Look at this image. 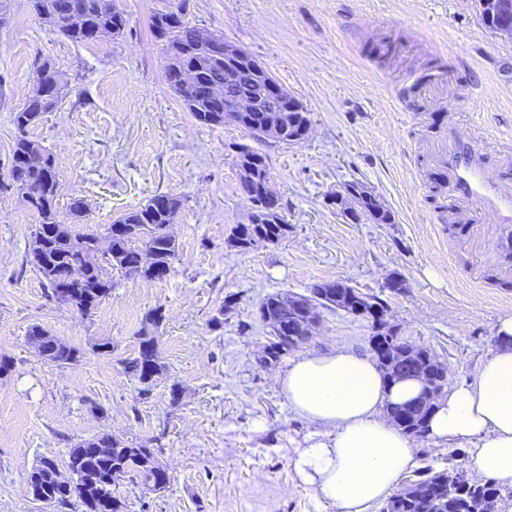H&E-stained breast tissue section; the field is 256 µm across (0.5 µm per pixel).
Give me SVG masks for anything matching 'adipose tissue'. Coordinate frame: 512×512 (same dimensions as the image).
<instances>
[{
	"instance_id": "1",
	"label": "adipose tissue",
	"mask_w": 512,
	"mask_h": 512,
	"mask_svg": "<svg viewBox=\"0 0 512 512\" xmlns=\"http://www.w3.org/2000/svg\"><path fill=\"white\" fill-rule=\"evenodd\" d=\"M498 337L473 379L438 397L426 436L441 447L470 444L481 475L512 485V314ZM278 381L293 410L325 430L298 450L294 468L336 512H368L413 467V440L387 408L414 401L420 382L389 381L374 359L347 350L299 354Z\"/></svg>"
}]
</instances>
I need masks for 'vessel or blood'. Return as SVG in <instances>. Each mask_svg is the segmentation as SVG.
I'll use <instances>...</instances> for the list:
<instances>
[{"label": "vessel or blood", "mask_w": 512, "mask_h": 512, "mask_svg": "<svg viewBox=\"0 0 512 512\" xmlns=\"http://www.w3.org/2000/svg\"><path fill=\"white\" fill-rule=\"evenodd\" d=\"M512 152V132L493 128L472 138L448 129L432 142L434 169L448 175V208L462 214L475 227L494 225L492 252L512 253V166L502 165L488 176L494 155Z\"/></svg>", "instance_id": "1"}]
</instances>
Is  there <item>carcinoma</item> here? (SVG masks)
I'll return each instance as SVG.
<instances>
[{
  "mask_svg": "<svg viewBox=\"0 0 512 512\" xmlns=\"http://www.w3.org/2000/svg\"><path fill=\"white\" fill-rule=\"evenodd\" d=\"M37 18L61 37L73 43L95 40L100 32L118 28L124 34L127 20L117 8L115 0H30ZM477 12L485 27L499 17L490 0H476ZM176 14L166 23H157L152 17V28L165 46L164 69L171 89L181 99L197 122L208 127L224 125V104L206 95L212 86H224V60L210 55L209 40L213 32L190 26L183 20V4L175 6ZM185 71L195 74V81L184 84L179 75ZM33 84L37 94L29 97L25 107L14 114L13 124L18 130L11 148V167L6 174L12 194L34 210L39 223L35 225L32 241L43 242L42 251L30 247L28 262L41 274L51 291V297L68 310L82 316L91 315L112 293L115 282L107 277L106 269L129 278L160 281L173 270L178 259L179 244L170 232L181 213V200L171 194H156L146 203L126 210L107 227L112 245L107 252L97 248L99 236L86 220L85 202L75 197L68 212L60 214L56 206L58 179L53 155L38 142L27 137L29 127L58 104L62 77L54 63L45 59L34 70ZM257 106L236 123V127L255 135V125L261 123L275 108L262 96L259 85H248ZM252 158L256 167L255 179L240 183L239 189L257 193L271 185L268 157L247 145L237 147V157ZM83 228H77V225ZM289 225L282 214L274 213L259 224H237L230 232L228 242L241 250H249L262 243H277L288 235ZM78 267L82 279L66 284L68 272ZM299 307L286 308L280 294L268 295L261 304L268 315L271 341L265 346L266 361L277 362L290 352L289 332L297 329L305 312L320 305L340 309L346 313L370 320V308L384 306L383 300L367 296L340 281L315 283L309 294L297 297ZM164 320L159 307L148 310L138 332V353L125 361L126 372L140 385L139 396L146 399L154 383L167 372L159 352V328ZM27 341L38 344L37 355L48 362L70 364L77 361L80 351L55 336L41 325L28 329ZM402 369L408 372L424 371L423 390L444 391L448 379L438 371L435 354L421 346H410L402 354ZM395 426L405 434H413L426 423L432 404L415 410V419L400 418L402 405L388 407ZM158 449L145 445L134 446L108 433L75 443L68 452L67 467L84 471L96 479V484L84 489L59 488L54 485L56 464L42 460L28 474V488L48 489L50 506L56 512H69L74 506L81 512H128L126 500L115 495L112 486L121 477L138 481L148 492L167 487L169 476L160 468ZM469 490L502 495L493 481H475L464 478L461 471L422 470L420 479L388 498L382 512H464L465 497L457 493L461 483Z\"/></svg>",
  "mask_w": 512,
  "mask_h": 512,
  "instance_id": "carcinoma-1",
  "label": "carcinoma"
}]
</instances>
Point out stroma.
Returning <instances> with one entry per match:
<instances>
[{"instance_id": "stroma-1", "label": "stroma", "mask_w": 512, "mask_h": 512, "mask_svg": "<svg viewBox=\"0 0 512 512\" xmlns=\"http://www.w3.org/2000/svg\"><path fill=\"white\" fill-rule=\"evenodd\" d=\"M170 2L119 0L124 35L89 44L55 34L29 0H10L0 25V174L12 117L45 58L62 75V98L30 135L55 157L59 211L82 197L89 223L103 229L155 194L183 201L170 276L118 278L83 317L52 301L26 263L37 214L0 196V355L12 362L0 374V512H48L28 493L32 467H65L76 442L103 433L162 451L165 490L114 485L129 512H335L295 472L298 449L322 429L291 409L277 382L287 359L257 360L270 339L262 300L333 280L377 296L404 339L447 365L452 387L497 350L498 322L512 313V266L486 258L472 230L441 212L429 165L447 110L468 133L512 123V43L484 27L474 0H183L190 25L249 52L309 112L307 139L263 147L290 231L246 251L228 236L248 221L235 148L253 139L200 125L169 88L152 16ZM398 86L408 87L411 111L400 110ZM350 182L367 186L393 223L349 219L333 197ZM157 306L168 373L143 400L122 362ZM34 324L77 347L79 362L38 357L26 341ZM369 335L366 321L325 309L308 348L366 354ZM102 339L111 356L94 352ZM426 466L480 477L465 443L418 440L405 481Z\"/></svg>"}]
</instances>
